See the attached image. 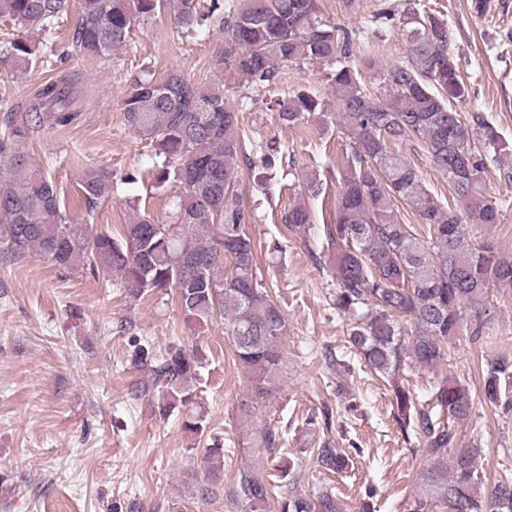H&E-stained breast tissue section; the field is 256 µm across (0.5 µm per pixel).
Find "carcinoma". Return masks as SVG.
<instances>
[{
	"label": "carcinoma",
	"instance_id": "1",
	"mask_svg": "<svg viewBox=\"0 0 512 512\" xmlns=\"http://www.w3.org/2000/svg\"><path fill=\"white\" fill-rule=\"evenodd\" d=\"M76 11L74 53L105 59L131 45L132 25L170 14L174 24L204 34L224 33V50L213 59L215 78L193 82L177 70L161 80L133 81L121 99L127 123L151 140L160 159L158 177L172 174L182 186L176 231L157 234L153 220L136 212L118 233L94 232L76 223L26 144L40 128L65 126L75 117L72 89L63 78L47 81L24 116L11 107L0 84V253H35L56 267L100 273L127 297L140 299L176 290L185 321L207 329L224 322L237 362L252 375L257 399L273 391L272 377L284 363V309L258 276L256 242L248 233L252 214L237 195V159L245 154L239 115L224 102V72L255 87L276 83L288 66H330L326 79L336 91V121L348 142L336 194L334 223L323 226L336 280L334 305L349 319L347 344L369 371L392 387L396 422L405 439L418 443L423 461L406 512H512V474L485 485L478 470L484 448L458 445L455 424L474 406L469 389L448 377L415 401L400 372L406 361L434 370L448 356L466 314L478 321L473 337L490 343L479 321L489 313L490 291L512 286V253L491 240L467 243L468 228L501 223L503 210L486 189L491 167L505 147L485 118L464 120L456 103L469 88L449 50L444 19L414 9L397 23L409 45L406 61L380 72L378 93L370 92L354 64L349 33L321 17L317 0H0V21L14 32L0 37V69L26 71L37 54L54 52V32ZM40 40L32 39L33 35ZM280 120L294 126L327 104L301 91L276 102ZM408 147L448 179V199L435 196ZM284 153L267 146L261 158L275 170ZM112 172L88 169L79 199L90 214L112 193ZM407 208L427 228L403 224L396 209ZM290 231L306 232L308 208L298 204L282 217ZM204 355L197 347L171 346L156 352L149 342L133 345L131 363L143 372L128 387L133 401H146L160 416L183 415L184 432L198 440L206 431L196 383ZM480 400L512 411V359L501 354L481 369ZM281 435L264 429L255 442L270 456ZM224 442L212 437L196 449L202 477L197 497L215 494L224 470ZM352 452L324 441L317 466L332 474L351 467ZM271 482L243 471L226 498L244 512H345L328 491L298 490L293 464L274 466Z\"/></svg>",
	"mask_w": 512,
	"mask_h": 512
}]
</instances>
